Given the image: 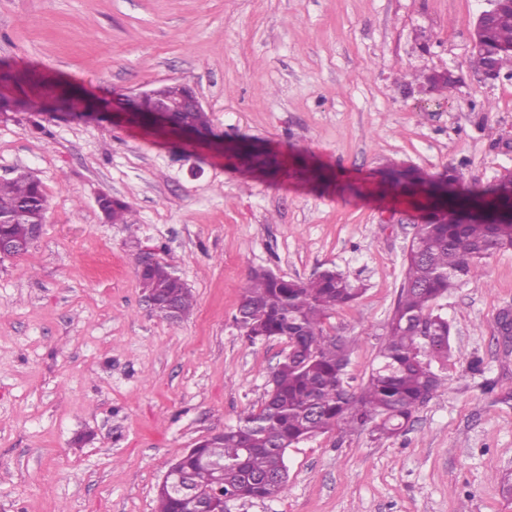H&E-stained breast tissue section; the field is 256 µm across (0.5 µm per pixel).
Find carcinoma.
I'll use <instances>...</instances> for the list:
<instances>
[{"instance_id": "1", "label": "carcinoma", "mask_w": 512, "mask_h": 512, "mask_svg": "<svg viewBox=\"0 0 512 512\" xmlns=\"http://www.w3.org/2000/svg\"><path fill=\"white\" fill-rule=\"evenodd\" d=\"M484 35L483 49L471 55L475 71H486L493 58L503 68L512 63V58L503 57L512 48V16L503 13ZM42 98L74 113L101 108L75 92L59 93L49 82ZM382 182L420 211L429 209L426 192L435 184L451 205L472 203L504 218L482 222L441 213L418 226L378 363L357 392L346 380L349 344L326 335L324 320L332 310L354 303L361 288L331 268L306 280L285 279L266 269L251 271L234 321L241 323L240 330L250 341L281 338L297 353L287 352L278 362L259 408L245 412L236 425L224 429L223 437L200 443L178 460L179 470L191 477L200 495L212 498L219 493L243 501L277 497L286 488L287 475L281 469L288 448L342 425L369 427L389 439L445 385L446 378L434 371L433 364L448 362L451 326L435 304L453 289L480 281L486 260L512 249V193L502 181L469 183L454 168L424 177L410 167L391 165ZM102 206L112 223H126L124 202L106 196ZM46 207V197L31 174L1 181L0 216L6 223H0V234H24L25 225L11 220L40 224ZM138 277L144 293L183 314L192 309V295L181 279L149 270L138 272ZM511 312L503 308L495 318L498 335L508 341ZM156 501V512H192V501L169 486L157 487Z\"/></svg>"}]
</instances>
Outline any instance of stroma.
<instances>
[{
	"label": "stroma",
	"instance_id": "stroma-1",
	"mask_svg": "<svg viewBox=\"0 0 512 512\" xmlns=\"http://www.w3.org/2000/svg\"><path fill=\"white\" fill-rule=\"evenodd\" d=\"M489 0H0V93L70 83L97 118L0 112V181L30 170L44 232L0 259V512H155L169 467L259 407L284 340L250 342L234 317L251 270L362 287L324 327L352 346L359 388L378 361L417 215L372 189L388 163L512 169V77L469 64ZM452 70L443 98L417 74ZM195 90L224 140L274 149L271 175L118 116L160 85ZM130 208L113 224L97 198ZM170 266L194 306L148 308L142 257ZM449 382L396 437L332 430L288 448V486L228 512H512V249L440 298Z\"/></svg>",
	"mask_w": 512,
	"mask_h": 512
}]
</instances>
